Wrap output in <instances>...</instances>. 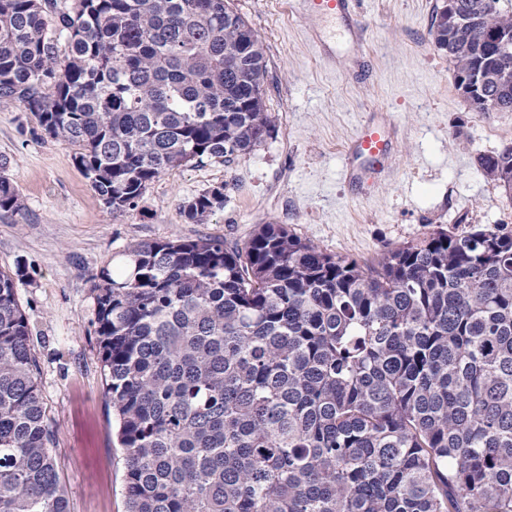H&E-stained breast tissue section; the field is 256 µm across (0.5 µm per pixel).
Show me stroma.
Listing matches in <instances>:
<instances>
[{"label":"stroma","mask_w":512,"mask_h":512,"mask_svg":"<svg viewBox=\"0 0 512 512\" xmlns=\"http://www.w3.org/2000/svg\"><path fill=\"white\" fill-rule=\"evenodd\" d=\"M440 0H359L360 45L318 50L319 20L292 0H231L263 41L264 99L275 129L227 163L162 173L134 208H108L77 169L74 145L39 139L35 117L0 105V159L25 204L0 212V268L23 263L17 293L40 360L53 456L71 512H125L123 452L112 431L94 332L89 278L128 245L200 236L244 240L257 225L285 224L330 254L372 262L421 233L512 226V200L485 181L477 159L512 143V112L472 111L454 67L429 36ZM393 114L399 143L391 177L354 194L339 179L341 154L375 113ZM220 186L224 208L205 223L182 206Z\"/></svg>","instance_id":"1"}]
</instances>
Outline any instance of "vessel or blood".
I'll return each instance as SVG.
<instances>
[{
	"instance_id": "1",
	"label": "vessel or blood",
	"mask_w": 512,
	"mask_h": 512,
	"mask_svg": "<svg viewBox=\"0 0 512 512\" xmlns=\"http://www.w3.org/2000/svg\"><path fill=\"white\" fill-rule=\"evenodd\" d=\"M358 0H303L304 8L321 19L340 21L345 42L360 39L362 26L358 20ZM395 149L391 120L386 117L361 125L343 152L342 172L353 183H362L383 172L390 164Z\"/></svg>"
}]
</instances>
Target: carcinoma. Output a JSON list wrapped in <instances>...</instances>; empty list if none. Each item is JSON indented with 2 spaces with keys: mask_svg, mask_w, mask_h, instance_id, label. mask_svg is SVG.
<instances>
[{
  "mask_svg": "<svg viewBox=\"0 0 512 512\" xmlns=\"http://www.w3.org/2000/svg\"><path fill=\"white\" fill-rule=\"evenodd\" d=\"M435 47L512 112V11L455 0ZM264 45L230 0H0V102L77 147L114 212L167 169L270 136ZM476 78L478 89L464 80ZM512 195V145L478 157ZM224 186L183 212L200 224ZM25 205L0 161V211ZM91 277L126 512H512V231L437 230L360 263L285 224L137 243ZM0 269V512H70L40 363Z\"/></svg>",
  "mask_w": 512,
  "mask_h": 512,
  "instance_id": "obj_1",
  "label": "carcinoma"
}]
</instances>
